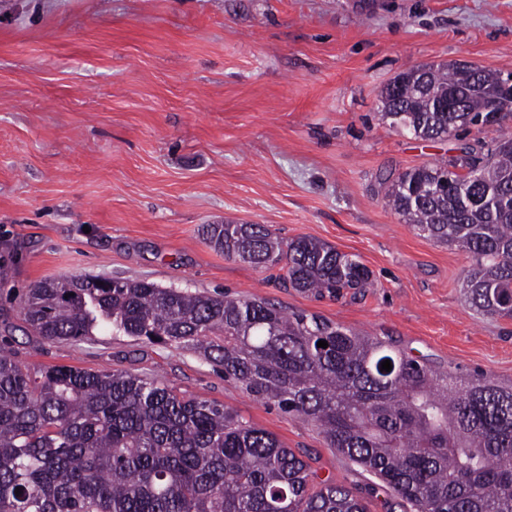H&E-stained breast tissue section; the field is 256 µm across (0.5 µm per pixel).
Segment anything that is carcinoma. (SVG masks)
Wrapping results in <instances>:
<instances>
[{"label":"carcinoma","instance_id":"carcinoma-1","mask_svg":"<svg viewBox=\"0 0 512 512\" xmlns=\"http://www.w3.org/2000/svg\"><path fill=\"white\" fill-rule=\"evenodd\" d=\"M500 75L456 63L410 67L381 91L390 125L441 141L500 125ZM450 172L399 173L390 208L425 239L471 259L463 288L476 309L512 317V134L489 160ZM228 258L283 271L301 292L341 297L370 285L354 256L310 237L282 242L262 224H204ZM47 340L100 328L190 347L249 394L316 426L386 484L407 512H512V385L436 371L368 334L318 315L155 282L67 276L22 303ZM325 341L328 347L316 346ZM392 369H381L384 360ZM21 494H15L16 488ZM0 512H368L334 479L224 404L185 398L122 371H39L0 348Z\"/></svg>","mask_w":512,"mask_h":512}]
</instances>
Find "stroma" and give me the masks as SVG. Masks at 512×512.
<instances>
[{"label": "stroma", "instance_id": "stroma-1", "mask_svg": "<svg viewBox=\"0 0 512 512\" xmlns=\"http://www.w3.org/2000/svg\"><path fill=\"white\" fill-rule=\"evenodd\" d=\"M460 59L512 73V0H0V347L37 370L128 371L224 403L369 512H402L316 427L193 349L109 331L49 341L21 299L69 275L145 279L315 313L512 383V318L472 307L468 256L385 200L399 172L486 158L512 133L510 120L430 142L382 118L396 74ZM227 221L328 243L371 285L338 299L284 287L203 238Z\"/></svg>", "mask_w": 512, "mask_h": 512}]
</instances>
